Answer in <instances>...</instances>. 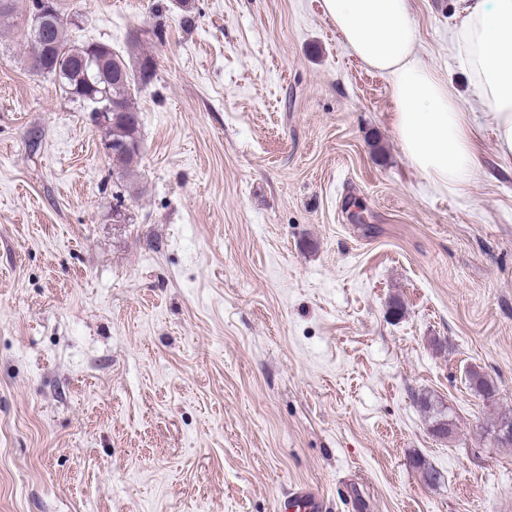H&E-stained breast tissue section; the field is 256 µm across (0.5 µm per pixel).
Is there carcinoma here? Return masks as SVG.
Here are the masks:
<instances>
[{
  "label": "carcinoma",
  "instance_id": "cac0c4a2",
  "mask_svg": "<svg viewBox=\"0 0 512 512\" xmlns=\"http://www.w3.org/2000/svg\"><path fill=\"white\" fill-rule=\"evenodd\" d=\"M71 24L70 15L63 12L57 3L54 15L42 32H37L35 26L30 28L27 47L32 69L58 82L73 101L91 112L112 107L122 112L124 119L101 125L104 144L112 158L117 187L121 188L125 179L135 172L139 158L140 115L133 101L131 85L137 72L143 79L149 77L153 64L150 59L144 58L136 67L106 44L72 40L67 36ZM38 42L46 43L48 51L39 61L34 56ZM94 48L98 49L102 63L99 68L89 70L84 67V59ZM468 381L471 389L484 397L496 395L495 384L481 372L469 371Z\"/></svg>",
  "mask_w": 512,
  "mask_h": 512
}]
</instances>
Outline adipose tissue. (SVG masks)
Instances as JSON below:
<instances>
[{
    "mask_svg": "<svg viewBox=\"0 0 512 512\" xmlns=\"http://www.w3.org/2000/svg\"><path fill=\"white\" fill-rule=\"evenodd\" d=\"M456 50L491 111L497 152L512 159V0H459ZM351 54L391 84L394 126L409 164L434 184L459 190L481 167L465 114L447 82L424 65L409 0H323Z\"/></svg>",
    "mask_w": 512,
    "mask_h": 512,
    "instance_id": "1",
    "label": "adipose tissue"
}]
</instances>
